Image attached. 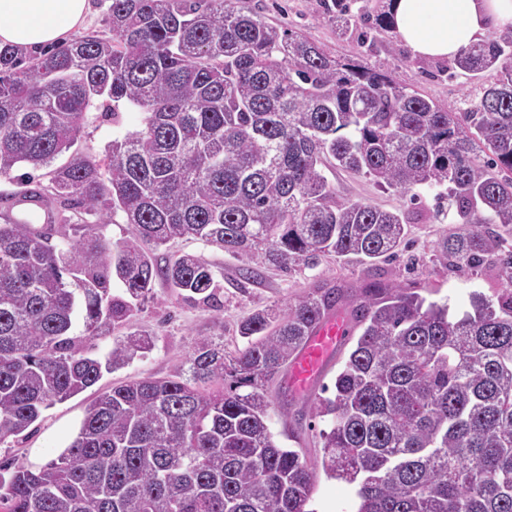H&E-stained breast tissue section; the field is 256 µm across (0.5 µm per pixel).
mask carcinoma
<instances>
[{
	"instance_id": "obj_1",
	"label": "carcinoma",
	"mask_w": 512,
	"mask_h": 512,
	"mask_svg": "<svg viewBox=\"0 0 512 512\" xmlns=\"http://www.w3.org/2000/svg\"><path fill=\"white\" fill-rule=\"evenodd\" d=\"M334 3L342 27L368 25L372 48L368 31L393 29L386 11ZM106 21L109 39L0 49V174L46 168L62 208L134 226L112 243L80 224L62 251L29 224H0V439L151 351L142 332L103 362L86 355L66 337L77 308L97 336L130 321L158 279L214 305L198 257L158 264L172 240L280 268L395 255L409 214L338 199L330 168L439 190L448 218L469 225L442 243L448 265L497 256L505 299L451 318L399 285L352 290L362 332L332 394L311 402L329 423L311 463L272 432L269 387L342 299L312 288L243 320L242 349L201 340L186 378L102 392L67 448L0 481V512H312L319 467L354 487L357 512H512V25L452 62L449 75L480 84L447 108L236 0H110ZM100 99L114 119L139 109L141 127L101 161L50 168Z\"/></svg>"
}]
</instances>
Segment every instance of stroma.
Instances as JSON below:
<instances>
[{
	"label": "stroma",
	"mask_w": 512,
	"mask_h": 512,
	"mask_svg": "<svg viewBox=\"0 0 512 512\" xmlns=\"http://www.w3.org/2000/svg\"><path fill=\"white\" fill-rule=\"evenodd\" d=\"M333 0H239L242 7L255 9L269 24L292 29L320 44L333 58L360 59L366 66L386 71L412 85L420 94L439 104H456L470 87L462 77L448 75L444 61L414 56L393 32H385L384 46L374 50L361 47L355 38L339 37L332 18ZM143 115L124 110L119 121L105 116L101 106L92 107L73 145L74 151L103 159L108 144L117 133L137 129ZM327 177L342 200L371 204L383 210H403L410 214L406 229L407 243L398 255L373 265L346 263L336 256L321 257L317 266H297L285 271L244 255H232L193 239H176L157 252L165 260L182 254L201 258L214 272L220 286L218 307L185 299L164 281H156L130 322L112 326L105 334L88 337L82 317H75L69 331L80 347L92 357L107 355L112 345L136 331L151 333L153 348L145 356L104 373L96 386L55 404L22 435L0 439V478L9 479L16 468L41 466L53 459L75 435L87 405L99 391L138 381L146 377L169 378L185 372L187 360L197 343L205 338L223 343L232 352L246 344L238 332L241 321L259 310L296 302L315 286L372 288L399 284L412 289L429 302L448 305L450 314L470 310L473 295L495 301L503 293L500 270L486 262L476 270L449 267L441 251L448 234L464 232V225L449 223L447 212L439 211L433 192L421 191L419 198L386 190L372 179L347 170H330ZM253 267L257 277L244 280L243 268ZM336 316L346 320V334L330 354L311 388L299 391L285 381L272 384L269 393L276 408L271 412L270 427L283 447L299 450L308 460L321 456L319 432L323 421H311L310 405L323 386L332 385L336 373L355 344L360 330L351 323L350 309L340 306ZM288 404V414H281V404ZM312 512H357V500L350 487L318 474L311 494Z\"/></svg>",
	"instance_id": "stroma-1"
}]
</instances>
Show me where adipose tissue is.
<instances>
[{
    "label": "adipose tissue",
    "instance_id": "1",
    "mask_svg": "<svg viewBox=\"0 0 512 512\" xmlns=\"http://www.w3.org/2000/svg\"><path fill=\"white\" fill-rule=\"evenodd\" d=\"M88 0H0V48L62 42L85 20ZM397 37L418 57L452 60L512 24V0H392Z\"/></svg>",
    "mask_w": 512,
    "mask_h": 512
}]
</instances>
